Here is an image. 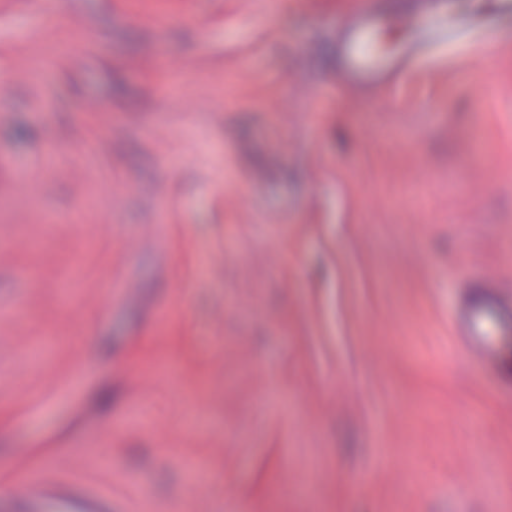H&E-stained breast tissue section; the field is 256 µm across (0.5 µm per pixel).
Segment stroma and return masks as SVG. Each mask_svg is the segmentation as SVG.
Wrapping results in <instances>:
<instances>
[{
  "label": "stroma",
  "mask_w": 512,
  "mask_h": 512,
  "mask_svg": "<svg viewBox=\"0 0 512 512\" xmlns=\"http://www.w3.org/2000/svg\"><path fill=\"white\" fill-rule=\"evenodd\" d=\"M0 0V483L121 512H512V16L347 87L366 0ZM150 6L157 15V19H156L157 23L160 26H163L170 20L171 14L177 8H188L191 10H196L197 1L196 0H181V1L153 0V1H150ZM496 306L502 316L512 320V302L499 295L487 296L482 300L473 301L462 316L464 324V336L474 346L481 358L489 363L497 362L500 358L496 349L488 345L484 340L483 312L487 307ZM56 464L46 462L40 471L23 476L14 497L2 500L4 512H115L112 496L80 482L56 478Z\"/></svg>",
  "instance_id": "1"
}]
</instances>
